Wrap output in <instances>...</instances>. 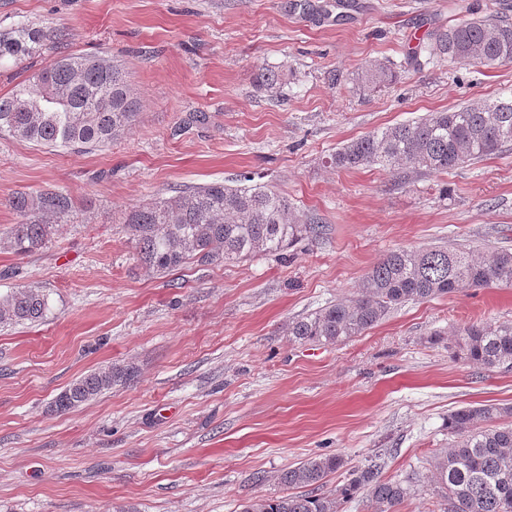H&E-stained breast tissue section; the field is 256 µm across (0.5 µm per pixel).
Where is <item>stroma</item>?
<instances>
[{"mask_svg":"<svg viewBox=\"0 0 512 512\" xmlns=\"http://www.w3.org/2000/svg\"><path fill=\"white\" fill-rule=\"evenodd\" d=\"M512 0H0V31L62 27L60 52L125 67L139 116L112 144L37 146L0 131V232L20 191L76 203L42 249L0 245V293L39 287L52 311L0 327V512H239L289 494L279 474L339 455L321 494L369 461L414 478L397 512H442L435 464L448 416L512 406V369L454 356L450 331L512 322V285L463 288L391 309L350 341L323 346L290 321L353 298L396 248L512 250V146L445 173L327 164L373 131L512 89V63L428 62L431 35ZM389 65L394 84L355 78ZM262 67L288 82L259 89ZM203 121H193V114ZM251 173L324 224L285 257L192 262L166 275L138 265L121 222L172 188ZM132 366L70 411L55 399L83 375Z\"/></svg>","mask_w":512,"mask_h":512,"instance_id":"35a3bbf8","label":"stroma"}]
</instances>
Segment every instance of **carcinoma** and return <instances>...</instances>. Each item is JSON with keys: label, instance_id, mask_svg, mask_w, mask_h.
<instances>
[{"label": "carcinoma", "instance_id": "carcinoma-1", "mask_svg": "<svg viewBox=\"0 0 512 512\" xmlns=\"http://www.w3.org/2000/svg\"><path fill=\"white\" fill-rule=\"evenodd\" d=\"M64 39L59 28L20 24L0 32V64L39 56L50 43ZM428 57L457 63L495 66L512 57V22L486 17L440 30L423 47ZM41 84L27 78L0 96V130L19 140L62 149L110 144L134 125L138 103L122 65L101 55L63 54L38 71ZM288 74L262 68L257 85L281 92ZM394 71L378 63L358 77V87H385ZM512 144V96L483 100L434 112L352 140L330 154L327 163L343 170L403 167L446 173L466 159H479ZM17 216L4 233L6 247L18 255L33 253L48 241L52 223L67 221L72 199L60 192H17L9 199ZM128 240L139 264L164 275L188 261L221 264L256 255L282 256L288 248L322 233V225L292 209L288 197L248 173L228 182L212 181L150 199L124 217ZM512 285V251L490 257L472 251L398 248L364 276L357 295L330 302L288 324V335L333 346L361 335L390 309L407 301L445 296L460 288ZM50 311L39 288L0 294V325L39 322ZM451 347L464 360L487 367L512 368V322L467 323L453 333ZM135 378L129 366H110L76 380L55 401L69 411L117 383ZM512 416V407L465 406L448 415L455 444L439 458L434 478L446 502L444 512H512V424L495 421ZM344 466L338 455L310 458L284 470L280 483L320 489L323 480ZM367 491L379 512H391L410 493L405 481L382 480L370 465L350 473L332 496L256 495L241 512H340L341 505Z\"/></svg>", "mask_w": 512, "mask_h": 512}]
</instances>
